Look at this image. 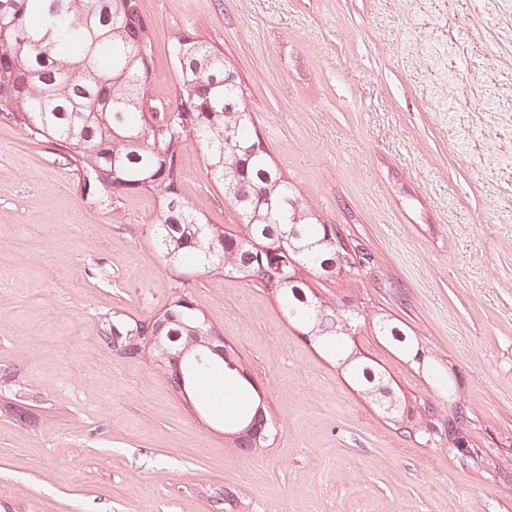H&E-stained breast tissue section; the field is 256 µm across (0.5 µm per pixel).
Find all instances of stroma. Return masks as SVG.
<instances>
[{
	"label": "stroma",
	"mask_w": 512,
	"mask_h": 512,
	"mask_svg": "<svg viewBox=\"0 0 512 512\" xmlns=\"http://www.w3.org/2000/svg\"><path fill=\"white\" fill-rule=\"evenodd\" d=\"M143 6L149 98L179 95L174 33L223 51L271 160L377 260V276L314 291L392 316L452 367L499 469L388 424L265 288L167 263L156 191L85 193L55 145L0 122V512H512V0ZM181 166L186 199L235 230L199 144ZM179 295L277 429L252 455L230 447L215 395L183 397L99 338ZM356 343L408 399L431 397L415 362L368 332Z\"/></svg>",
	"instance_id": "1"
}]
</instances>
